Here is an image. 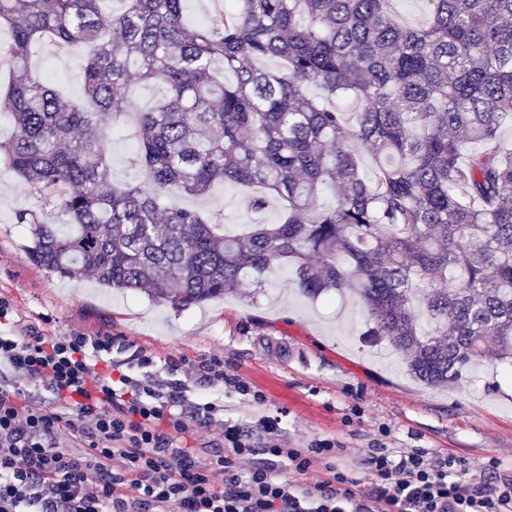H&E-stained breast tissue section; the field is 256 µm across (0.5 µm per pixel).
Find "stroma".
Masks as SVG:
<instances>
[{"instance_id": "1", "label": "stroma", "mask_w": 512, "mask_h": 512, "mask_svg": "<svg viewBox=\"0 0 512 512\" xmlns=\"http://www.w3.org/2000/svg\"><path fill=\"white\" fill-rule=\"evenodd\" d=\"M76 56L45 37L33 47L32 64L53 73L61 92L78 100L83 85ZM124 93L130 112L105 145L112 177L122 184L142 178L127 162L135 144L133 115L154 106L166 89L134 75ZM34 202L30 187L0 169V297L13 304L19 329L120 337L113 364H123L136 350L151 353L158 378L185 387L195 401L222 399L225 423L248 430L254 441L262 439L260 421L266 416L280 417L290 445L334 439L340 447L337 465L352 470L364 487L370 475L356 462L376 441L396 454L422 448L435 459L477 464L493 458L502 469L512 468V362L485 363L448 389L427 387L397 365L383 344L368 341L359 303L331 294L307 299L279 268L267 273L265 287L248 279L236 295L183 310L92 281L60 278L32 262L25 229L14 221L17 208ZM171 202L219 216L231 234L256 222L278 223L283 214L275 201L262 213L251 212L245 190L224 183L206 197L175 196ZM215 356L223 358L227 372L261 392L264 403L168 369L173 360L199 364ZM355 407L362 412L356 421L350 418Z\"/></svg>"}]
</instances>
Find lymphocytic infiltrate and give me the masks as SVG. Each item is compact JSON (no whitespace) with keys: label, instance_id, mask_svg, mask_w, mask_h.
<instances>
[{"label":"lymphocytic infiltrate","instance_id":"1","mask_svg":"<svg viewBox=\"0 0 512 512\" xmlns=\"http://www.w3.org/2000/svg\"><path fill=\"white\" fill-rule=\"evenodd\" d=\"M13 307L0 299V512H512V475L496 460L483 475L454 458L436 463L425 450L393 455L381 443L359 463L368 489L336 464L331 439L288 446L280 420L266 418L268 466L238 426L223 425V453L200 458L188 440L222 407L208 401L187 414L177 395L132 368L153 367L134 352L115 372L110 334L19 333ZM50 395L34 403L32 390ZM69 436L75 448L60 450ZM326 465V479L305 476Z\"/></svg>","mask_w":512,"mask_h":512}]
</instances>
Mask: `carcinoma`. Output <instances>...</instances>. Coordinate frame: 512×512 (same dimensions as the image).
<instances>
[{
  "instance_id": "cac0c4a2",
  "label": "carcinoma",
  "mask_w": 512,
  "mask_h": 512,
  "mask_svg": "<svg viewBox=\"0 0 512 512\" xmlns=\"http://www.w3.org/2000/svg\"><path fill=\"white\" fill-rule=\"evenodd\" d=\"M111 2L0 0L11 31L0 101L14 129L0 168L42 203L15 211L36 265L176 309L289 267L309 298H358L367 335L429 387L512 357V152L499 144L512 0H429L426 27L401 24L385 0H233L194 27L187 0ZM44 37L89 49L78 58L87 104L32 74ZM267 59L282 66L256 65ZM133 66L167 88L139 113L134 185L112 180L104 149ZM466 143L482 149L465 156ZM216 182L262 189L250 208L273 197L282 219L232 235L169 202ZM48 207L66 223L48 222Z\"/></svg>"
}]
</instances>
